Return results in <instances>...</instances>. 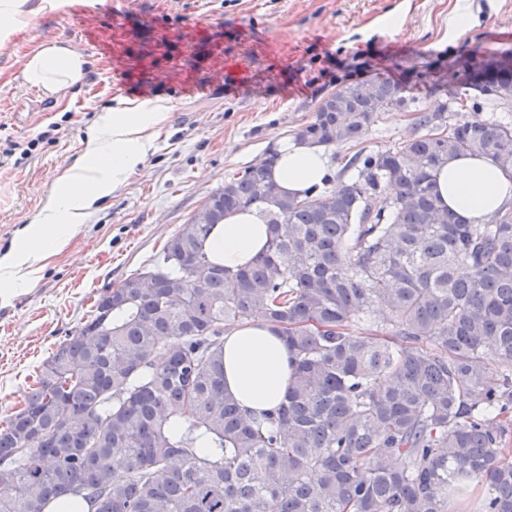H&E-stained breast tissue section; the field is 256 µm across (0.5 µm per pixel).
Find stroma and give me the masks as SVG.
<instances>
[{
	"mask_svg": "<svg viewBox=\"0 0 512 512\" xmlns=\"http://www.w3.org/2000/svg\"><path fill=\"white\" fill-rule=\"evenodd\" d=\"M463 8L472 22L459 26ZM47 40L86 59L62 99L22 83L23 60ZM462 61H512V0H71L34 15L0 49V251L79 159L97 109L160 96L172 111L147 163L98 202L33 287L0 302V423L98 294L160 262L205 199L312 121L339 83L387 78L410 104L380 113L359 145L331 148L335 171L356 149L376 155L412 138L415 110L448 101L446 72ZM45 131L51 142H39ZM33 139L21 162L4 156L6 141Z\"/></svg>",
	"mask_w": 512,
	"mask_h": 512,
	"instance_id": "1",
	"label": "stroma"
}]
</instances>
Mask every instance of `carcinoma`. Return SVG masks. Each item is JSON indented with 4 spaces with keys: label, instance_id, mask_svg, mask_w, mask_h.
Segmentation results:
<instances>
[{
    "label": "carcinoma",
    "instance_id": "carcinoma-1",
    "mask_svg": "<svg viewBox=\"0 0 512 512\" xmlns=\"http://www.w3.org/2000/svg\"><path fill=\"white\" fill-rule=\"evenodd\" d=\"M459 86L461 108L491 97L512 112ZM406 105L385 78L345 83L296 137L356 144ZM447 109L420 110L424 134L358 151L313 196L279 191L274 152L212 192L162 264L99 294L0 424V512H453L476 478L478 512H512V211L475 224L435 181L450 155L511 172L512 126ZM240 209L269 238L233 272L207 240ZM375 303L386 326L355 332ZM258 312L292 376L275 411L251 416L225 393L222 354L225 327Z\"/></svg>",
    "mask_w": 512,
    "mask_h": 512
}]
</instances>
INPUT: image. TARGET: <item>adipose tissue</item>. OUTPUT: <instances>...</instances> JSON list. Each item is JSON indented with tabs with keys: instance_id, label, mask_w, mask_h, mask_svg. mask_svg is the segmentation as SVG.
Returning <instances> with one entry per match:
<instances>
[{
	"instance_id": "obj_1",
	"label": "adipose tissue",
	"mask_w": 512,
	"mask_h": 512,
	"mask_svg": "<svg viewBox=\"0 0 512 512\" xmlns=\"http://www.w3.org/2000/svg\"><path fill=\"white\" fill-rule=\"evenodd\" d=\"M56 6V0H0V47L25 30L34 13ZM85 64L75 49L45 42L25 58L21 75L24 83L60 97L82 82ZM171 110L164 98L122 99L99 110L81 158L58 178L13 245L0 253V299L32 286L44 260L87 222L95 203L123 187L147 162ZM328 174L326 146L290 138L279 142L271 177L281 193L310 195ZM436 181L443 205L470 221L512 206V175L482 156L449 158L438 169ZM267 239L268 226L259 215L234 211L212 228L210 257L234 271L262 253ZM222 363L225 389L244 411L271 412L283 401L291 355L273 324L256 318L225 330Z\"/></svg>"
}]
</instances>
